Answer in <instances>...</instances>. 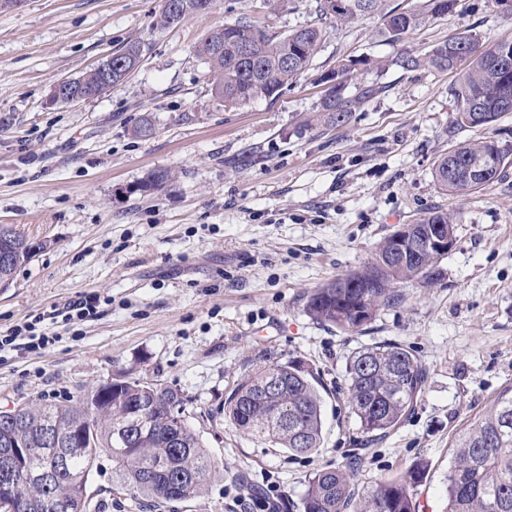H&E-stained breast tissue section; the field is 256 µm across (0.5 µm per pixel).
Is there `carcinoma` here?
<instances>
[{"mask_svg":"<svg viewBox=\"0 0 512 512\" xmlns=\"http://www.w3.org/2000/svg\"><path fill=\"white\" fill-rule=\"evenodd\" d=\"M457 0H426L422 10L398 12L387 9L385 0H318L322 16L348 26L376 15L382 20L381 35L399 42L428 16L453 12ZM324 31L305 27L278 33L243 16L217 28L197 48L208 65L215 94L233 108L258 98H273L297 77L306 73L319 52ZM250 53L249 64L240 61L238 45ZM504 50L509 63L499 61L474 34L455 45L444 41L421 54L405 51L395 64L407 71L430 69L454 72L456 82L450 95L456 103L455 122L460 127L483 126L512 112V41L492 44ZM143 46L132 41L112 52V75L94 67L79 76L83 91L98 96L125 83L139 68ZM359 65L381 68L379 60L348 59L320 77L334 81L331 94L323 98L318 112L307 125L320 122L342 124L349 120L362 99L373 94L368 87L348 92V81ZM512 163V148L495 146L487 140L463 143L451 154L439 158L434 177L442 190L466 197L485 185ZM172 180L167 171L151 173L139 189L147 192ZM448 226L454 236L453 217L435 210L420 219V231L428 225ZM32 240L12 230L0 239V248L10 259L0 262V287L10 284L12 275L30 262ZM388 241H383L374 261L349 271L314 290L306 312L320 324L357 332L374 316L356 319L360 309L378 311L395 302V285L418 277L411 265L385 258ZM357 283L355 288H338L339 282ZM262 362L244 375L224 400V417L232 425L259 442L286 448L294 455H306L322 441L321 394L313 368L299 371L303 362L272 360ZM347 402L366 442L379 440L409 414L426 382V372L412 351L397 343L362 346L346 362ZM92 422L93 445L74 448H46L40 445L47 424L66 433L78 422ZM14 437L36 451L29 470L53 469L57 479L48 485L28 482L25 495L32 502L46 496L72 500L76 484L89 482L103 449H112L113 473L133 497L156 502L196 497L207 481L215 462L210 459L197 435L189 427L178 432L166 420L163 402L150 387L137 379L112 385L105 399L84 394L80 406L49 404L28 409L12 426ZM360 454L350 455L343 468L319 470L308 479L300 503L286 504L287 512H418L414 487L422 479L421 467L387 480H379L365 494L355 490ZM445 512H512V393L504 392L478 421L458 434L448 469Z\"/></svg>","mask_w":512,"mask_h":512,"instance_id":"carcinoma-1","label":"carcinoma"}]
</instances>
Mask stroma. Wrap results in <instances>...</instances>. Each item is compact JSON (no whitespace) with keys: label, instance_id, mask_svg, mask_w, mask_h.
I'll return each instance as SVG.
<instances>
[{"label":"stroma","instance_id":"obj_1","mask_svg":"<svg viewBox=\"0 0 512 512\" xmlns=\"http://www.w3.org/2000/svg\"><path fill=\"white\" fill-rule=\"evenodd\" d=\"M316 0H217L211 12L157 26L162 0H22L0 10V224L44 249L0 288V336L34 325L50 342L0 348V410L78 405L114 379L155 380L187 401V423L217 463L199 495L161 512H268L269 495L300 500L314 472L365 451L359 490L426 471L419 512H444L459 432L512 388V166L465 198L444 194L433 168L461 143L512 148V112L459 127L450 74L393 60L472 32L512 40V17L487 0H459L402 41L380 17L328 28L308 72L273 99L225 107L197 55L210 31L260 16L285 33L319 25ZM145 47L124 84L73 105L52 85L81 76L127 42ZM387 60L355 71L375 87L343 124L304 126L339 60ZM153 132L134 134L141 119ZM154 171L174 180L152 192ZM455 218V242L432 280L397 287L364 330L312 320V291L371 262L385 237L434 209ZM92 296L94 316L52 317ZM411 349L427 372L414 413L383 442L366 443L347 403L345 367L360 346ZM316 368L323 442L311 454L258 443L224 418V400L261 354ZM112 459L89 478L87 512H146L116 489Z\"/></svg>","mask_w":512,"mask_h":512}]
</instances>
